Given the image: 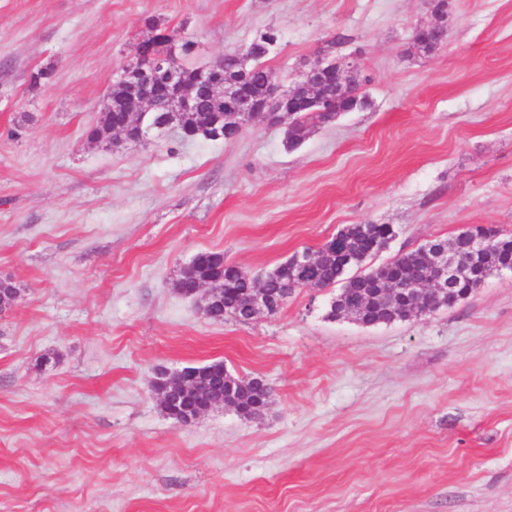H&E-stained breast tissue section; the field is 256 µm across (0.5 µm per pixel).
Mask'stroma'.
Here are the masks:
<instances>
[{
    "label": "stroma",
    "mask_w": 512,
    "mask_h": 512,
    "mask_svg": "<svg viewBox=\"0 0 512 512\" xmlns=\"http://www.w3.org/2000/svg\"><path fill=\"white\" fill-rule=\"evenodd\" d=\"M0 0V512H512V273L389 324L331 288L208 319L177 293L202 251L259 276L354 224L387 263L483 225L512 233V0ZM282 85L354 56L364 107L232 142L177 130L104 148L111 73L164 30L202 67L267 30ZM51 70L50 80L33 81ZM27 112L20 138L8 134ZM221 362L272 389L182 427L158 371Z\"/></svg>",
    "instance_id": "35a3bbf8"
}]
</instances>
